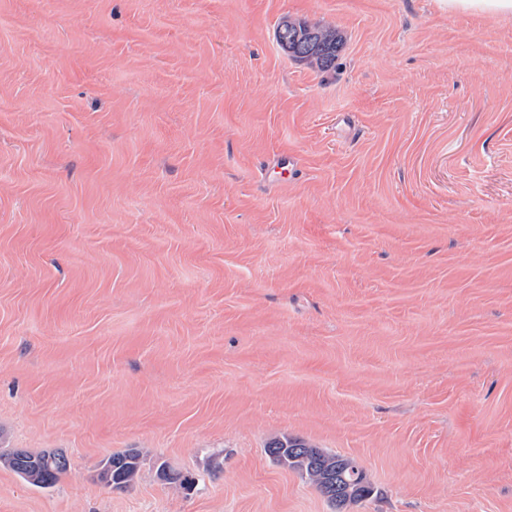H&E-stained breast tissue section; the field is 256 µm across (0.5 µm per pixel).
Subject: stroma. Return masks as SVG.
Returning <instances> with one entry per match:
<instances>
[{
	"label": "stroma",
	"instance_id": "stroma-1",
	"mask_svg": "<svg viewBox=\"0 0 512 512\" xmlns=\"http://www.w3.org/2000/svg\"><path fill=\"white\" fill-rule=\"evenodd\" d=\"M336 31L335 70L284 18ZM355 459L337 510L269 441ZM0 512H512V20L0 0ZM143 452L135 481L101 462ZM193 475L194 490L179 476ZM287 22L289 26L288 41H284L283 38L279 40L282 49L295 59L305 61L311 66H316L320 71H327L335 60L338 50L336 34L288 19L281 22L279 30ZM297 30L301 32V34L310 36L311 33H314L312 44H309L308 39L298 37Z\"/></svg>",
	"mask_w": 512,
	"mask_h": 512
}]
</instances>
